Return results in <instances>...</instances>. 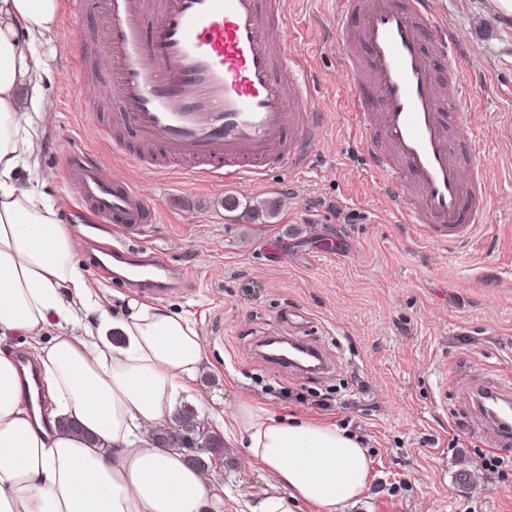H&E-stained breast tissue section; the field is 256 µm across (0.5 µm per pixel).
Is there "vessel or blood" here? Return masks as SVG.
Returning <instances> with one entry per match:
<instances>
[{
    "mask_svg": "<svg viewBox=\"0 0 512 512\" xmlns=\"http://www.w3.org/2000/svg\"><path fill=\"white\" fill-rule=\"evenodd\" d=\"M95 6L108 32L113 120L133 134L120 157L196 184L257 183L307 167L327 116L316 81L278 36L288 0H71ZM336 46L349 103L374 130L369 170L400 223L463 244L482 223L485 195L461 107L467 73L438 0H338ZM70 186L96 216L138 233L154 211L130 181L106 175L95 151L67 154ZM150 284L174 277L144 259ZM475 429L488 446L512 443V421Z\"/></svg>",
    "mask_w": 512,
    "mask_h": 512,
    "instance_id": "obj_1",
    "label": "vessel or blood"
}]
</instances>
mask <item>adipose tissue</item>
Masks as SVG:
<instances>
[{"mask_svg": "<svg viewBox=\"0 0 512 512\" xmlns=\"http://www.w3.org/2000/svg\"><path fill=\"white\" fill-rule=\"evenodd\" d=\"M60 11V0H0V512H219L208 474L154 438L197 381L205 351L196 323L135 302L109 316L45 180L18 177L38 170L39 126L51 121L36 44ZM84 316L91 324L72 333ZM48 326L56 335L31 352L42 372L39 409L10 341ZM62 421L80 433L59 430ZM222 424L273 480L253 512H293L299 501L346 512L373 479L367 447L337 425L281 420L246 399Z\"/></svg>", "mask_w": 512, "mask_h": 512, "instance_id": "obj_1", "label": "adipose tissue"}]
</instances>
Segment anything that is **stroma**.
Here are the masks:
<instances>
[{
	"label": "stroma",
	"instance_id": "stroma-1",
	"mask_svg": "<svg viewBox=\"0 0 512 512\" xmlns=\"http://www.w3.org/2000/svg\"><path fill=\"white\" fill-rule=\"evenodd\" d=\"M440 2L465 44L472 144L487 187L484 222L461 248L397 223L369 175L364 143L372 131L354 120L336 62V0H288L280 33L288 50L307 57L328 114L309 166L226 189L120 164L101 132L117 99L101 63L107 32L98 13L61 15L37 45L49 71L65 74L43 84L52 122L42 170L52 203L82 245L111 241L116 227L79 204L64 176L68 151L98 150L158 213L137 237L139 253L193 276L156 296L90 266L93 290L113 316L134 298L191 315L206 359L195 391L176 403L192 406L202 424L245 396L361 438L375 479L351 512H512V447L493 450L473 435L479 385L512 380V21L489 12L486 0ZM76 93L85 111H70ZM228 195L237 210H225ZM264 200L278 202L275 219L255 213ZM271 336L320 350L324 368L306 373L265 357ZM489 452L498 471L483 465ZM246 454L225 443L224 463L213 470L223 512H248L250 494L271 481ZM462 467L471 479L458 484Z\"/></svg>",
	"mask_w": 512,
	"mask_h": 512
}]
</instances>
